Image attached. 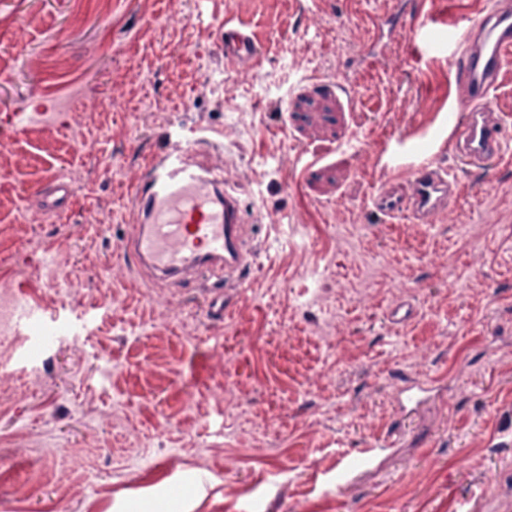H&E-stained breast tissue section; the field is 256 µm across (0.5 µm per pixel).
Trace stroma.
Returning <instances> with one entry per match:
<instances>
[{
  "label": "stroma",
  "mask_w": 512,
  "mask_h": 512,
  "mask_svg": "<svg viewBox=\"0 0 512 512\" xmlns=\"http://www.w3.org/2000/svg\"><path fill=\"white\" fill-rule=\"evenodd\" d=\"M501 2L0 0V297L33 311L0 324V512L512 503V230L489 219L512 213V153L475 194L456 70L419 39L424 15L452 31ZM227 22L258 41L252 81L218 51ZM174 132L243 185L255 255L220 319L206 282L172 287L181 315L152 305L124 255ZM426 156L455 171L470 226L372 206L391 162ZM401 303L416 315L392 324ZM410 381L434 387L399 402Z\"/></svg>",
  "instance_id": "stroma-1"
}]
</instances>
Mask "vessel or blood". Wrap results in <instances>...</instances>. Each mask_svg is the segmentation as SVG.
<instances>
[{
    "label": "vessel or blood",
    "instance_id": "b4317fda",
    "mask_svg": "<svg viewBox=\"0 0 512 512\" xmlns=\"http://www.w3.org/2000/svg\"><path fill=\"white\" fill-rule=\"evenodd\" d=\"M464 46L452 51L463 99L450 112L453 145L467 160L483 163L503 157L508 146L501 118L487 100L505 65L512 63V12L498 8L468 18ZM225 62L246 65L259 55L244 26H225L219 45ZM456 175L427 157L405 180L386 182L373 197L377 211L394 218L431 223L453 196ZM137 223L129 252L153 269L178 276L204 268L231 278L248 262L244 226L234 188H220L204 167L195 166L189 148L171 138L136 187Z\"/></svg>",
    "mask_w": 512,
    "mask_h": 512
}]
</instances>
